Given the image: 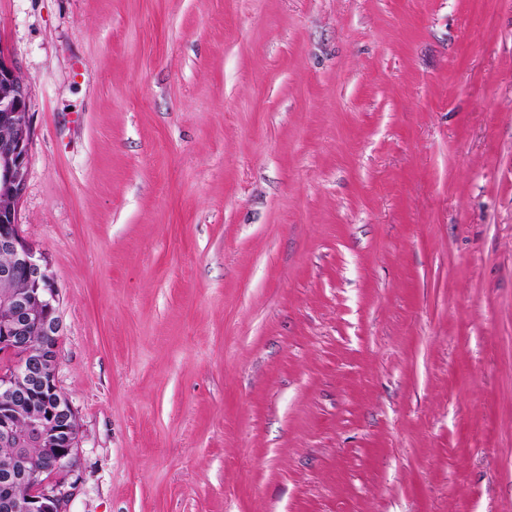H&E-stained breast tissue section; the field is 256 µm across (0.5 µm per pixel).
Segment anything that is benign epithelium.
Returning a JSON list of instances; mask_svg holds the SVG:
<instances>
[{
    "label": "benign epithelium",
    "instance_id": "obj_1",
    "mask_svg": "<svg viewBox=\"0 0 512 512\" xmlns=\"http://www.w3.org/2000/svg\"><path fill=\"white\" fill-rule=\"evenodd\" d=\"M29 88L0 47V253L10 262L0 267V280L10 285L23 274L29 287L0 299V357L10 370L0 373V444L17 443V423L30 433L47 456L50 468L67 471L56 483L43 468L19 474L27 492L7 498L6 512H67L76 489L75 459L79 448L76 412L59 397L58 342L62 335L59 288L44 257L21 233L17 207L28 177L31 124Z\"/></svg>",
    "mask_w": 512,
    "mask_h": 512
}]
</instances>
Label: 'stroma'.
<instances>
[{
    "label": "stroma",
    "instance_id": "stroma-1",
    "mask_svg": "<svg viewBox=\"0 0 512 512\" xmlns=\"http://www.w3.org/2000/svg\"><path fill=\"white\" fill-rule=\"evenodd\" d=\"M70 512H512V0H0Z\"/></svg>",
    "mask_w": 512,
    "mask_h": 512
}]
</instances>
